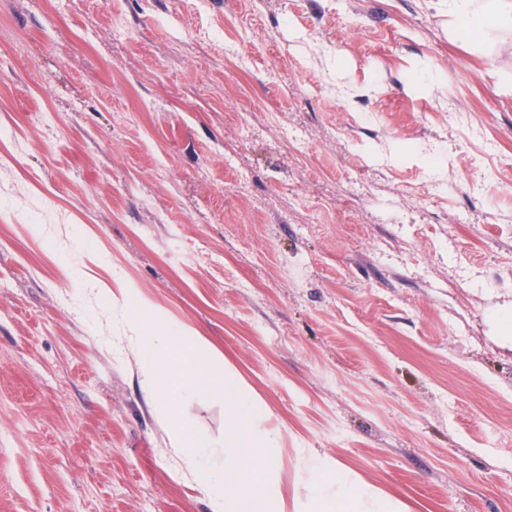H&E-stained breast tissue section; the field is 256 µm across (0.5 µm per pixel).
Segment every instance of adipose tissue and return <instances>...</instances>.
I'll return each mask as SVG.
<instances>
[{"mask_svg":"<svg viewBox=\"0 0 512 512\" xmlns=\"http://www.w3.org/2000/svg\"><path fill=\"white\" fill-rule=\"evenodd\" d=\"M454 14L465 22L474 44L512 29V0H456ZM309 490L321 512H402L396 500L340 466L328 470L323 463L313 465Z\"/></svg>","mask_w":512,"mask_h":512,"instance_id":"ef3b65f1","label":"adipose tissue"}]
</instances>
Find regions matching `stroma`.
Masks as SVG:
<instances>
[{
    "mask_svg": "<svg viewBox=\"0 0 512 512\" xmlns=\"http://www.w3.org/2000/svg\"><path fill=\"white\" fill-rule=\"evenodd\" d=\"M448 0H0V512H210L139 289L406 512H512V54Z\"/></svg>",
    "mask_w": 512,
    "mask_h": 512,
    "instance_id": "stroma-1",
    "label": "stroma"
}]
</instances>
